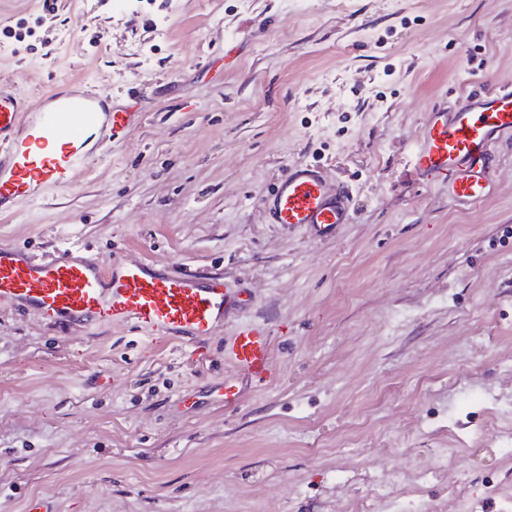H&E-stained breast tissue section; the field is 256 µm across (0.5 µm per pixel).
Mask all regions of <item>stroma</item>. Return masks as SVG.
I'll list each match as a JSON object with an SVG mask.
<instances>
[{
    "mask_svg": "<svg viewBox=\"0 0 512 512\" xmlns=\"http://www.w3.org/2000/svg\"><path fill=\"white\" fill-rule=\"evenodd\" d=\"M84 83L140 123L75 188L0 215V243L48 260L77 242L251 303L203 360L0 304V512H356L370 468L401 474L399 512H461L460 471L506 512L512 139L474 206L411 171L428 112L512 83V0H0V84L34 101ZM297 163L349 186L337 238L260 205ZM249 321L271 329L272 375L228 406L224 338Z\"/></svg>",
    "mask_w": 512,
    "mask_h": 512,
    "instance_id": "1",
    "label": "stroma"
}]
</instances>
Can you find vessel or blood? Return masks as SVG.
<instances>
[{"label":"vessel or blood","mask_w":512,"mask_h":512,"mask_svg":"<svg viewBox=\"0 0 512 512\" xmlns=\"http://www.w3.org/2000/svg\"><path fill=\"white\" fill-rule=\"evenodd\" d=\"M106 94H66L49 87L36 103L0 89V213L49 190L74 187L101 138L125 137L140 113L107 104ZM512 134V85L469 94L454 111L427 114L416 144L418 180L443 185L448 200L468 207L493 192L490 159L502 136ZM351 192L328 190L319 167L289 166L260 199L276 224L296 226L315 240L337 236L348 222ZM75 247L37 261L12 244H0V303L38 312L54 325L132 326L168 339L204 345L242 291L217 279L201 280L144 263L113 261L96 266ZM271 334L265 324L236 327L224 342V358L239 373L270 378Z\"/></svg>","instance_id":"vessel-or-blood-1"}]
</instances>
